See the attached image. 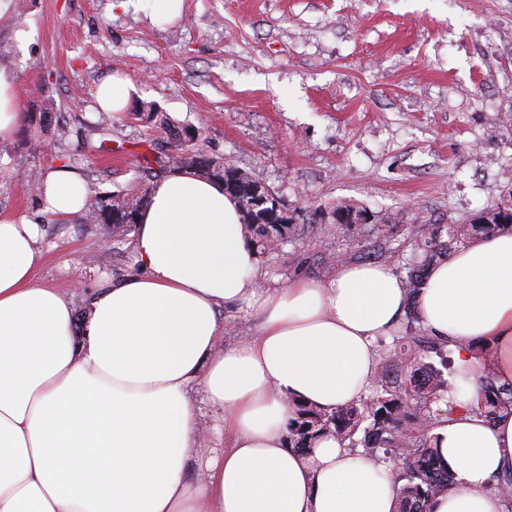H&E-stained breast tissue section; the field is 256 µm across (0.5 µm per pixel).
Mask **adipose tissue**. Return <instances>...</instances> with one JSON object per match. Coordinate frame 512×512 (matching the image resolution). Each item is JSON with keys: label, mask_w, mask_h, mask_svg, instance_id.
Listing matches in <instances>:
<instances>
[{"label": "adipose tissue", "mask_w": 512, "mask_h": 512, "mask_svg": "<svg viewBox=\"0 0 512 512\" xmlns=\"http://www.w3.org/2000/svg\"><path fill=\"white\" fill-rule=\"evenodd\" d=\"M39 202L74 217L89 194L55 166ZM132 238L138 274L89 293L80 320L35 280L37 222L0 218V512H396L388 463L332 435L292 448L288 424L299 402L362 401L375 342L411 302L458 372L455 409L431 430L454 483L428 512H503L492 485L512 467V414L491 423L472 402L482 368L512 383V234L436 263L413 300L373 262L262 288L235 200L183 170L155 184ZM223 309L252 334L226 342ZM205 408L220 419L207 448Z\"/></svg>", "instance_id": "adipose-tissue-1"}]
</instances>
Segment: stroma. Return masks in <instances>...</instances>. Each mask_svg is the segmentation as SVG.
Instances as JSON below:
<instances>
[{
    "instance_id": "obj_1",
    "label": "stroma",
    "mask_w": 512,
    "mask_h": 512,
    "mask_svg": "<svg viewBox=\"0 0 512 512\" xmlns=\"http://www.w3.org/2000/svg\"><path fill=\"white\" fill-rule=\"evenodd\" d=\"M0 66L20 113L52 104L62 131L20 125L0 159V216L36 220L46 260L38 282L71 294L137 272L131 242L101 224L40 215L27 182L52 155L92 195L140 179L143 143L173 151L162 128L130 118L154 103L200 132L199 147L278 192L299 212L290 242L260 255L262 284L329 280L338 262H381L406 275L416 228L462 224L512 193V0H183L173 21L147 0H8ZM130 79L113 114L121 154L93 151L98 84ZM367 210L339 226L340 204ZM106 254V265L97 257ZM380 369L450 357L420 325L376 343Z\"/></svg>"
}]
</instances>
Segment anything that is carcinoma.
Instances as JSON below:
<instances>
[{
    "label": "carcinoma",
    "mask_w": 512,
    "mask_h": 512,
    "mask_svg": "<svg viewBox=\"0 0 512 512\" xmlns=\"http://www.w3.org/2000/svg\"><path fill=\"white\" fill-rule=\"evenodd\" d=\"M31 126L39 135L48 133L58 122L56 113L44 108L38 113H28ZM136 118L164 129L173 126L172 120L159 111L153 103L145 111L135 113ZM191 156H167V160L140 154L139 168L152 170V164L169 172L191 170L195 174L219 182L231 178L240 187H246L251 178L229 163L206 156L195 146H190ZM148 201L147 189L97 196L90 203L83 217L86 224H103L112 230L113 242L120 245L131 231L133 224L127 216L138 215ZM294 217H286L284 224L244 223L247 238L253 247L265 254L272 247L288 242V232ZM512 229V204L498 205L468 224H450L446 227L447 239L432 232L417 240L422 260L409 270L406 279L410 303L407 321L419 322L415 312V298L423 285L426 271L440 256L448 252V244L471 239L475 233L494 235ZM394 376L380 381V391L368 401L336 409L331 414L320 413L305 406H298L296 418L290 423L289 443L303 451L311 447L312 439L331 434L346 441L364 428L366 447L391 450L400 466L397 468L400 488L397 512H426L429 500L448 488L452 475L433 448L429 430L434 418L431 406L443 400L451 384L445 382L439 371L425 364L410 363L406 369H393ZM475 406L493 420L501 413H512V385L502 386L491 373L481 376V385ZM367 426H362V423Z\"/></svg>",
    "instance_id": "cac0c4a2"
}]
</instances>
